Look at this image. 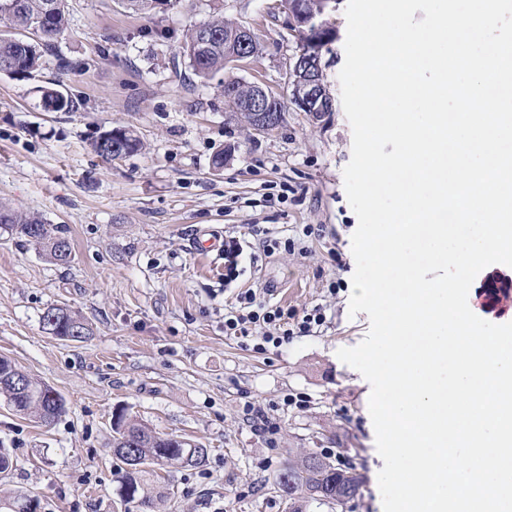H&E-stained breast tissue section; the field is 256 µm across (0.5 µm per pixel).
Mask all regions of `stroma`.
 Segmentation results:
<instances>
[{"label": "stroma", "mask_w": 512, "mask_h": 512, "mask_svg": "<svg viewBox=\"0 0 512 512\" xmlns=\"http://www.w3.org/2000/svg\"><path fill=\"white\" fill-rule=\"evenodd\" d=\"M345 9L340 2L326 17L337 32L323 52L336 104L319 120L292 103L285 83L298 50L285 0H175L148 10L68 0L69 25L41 68L0 73V201L46 218L73 253L53 264L0 228V357L65 400V413L45 425L0 397V448L14 461L0 486L35 497L37 512H127L110 452L121 412L208 450L199 465L161 470L171 493L158 512H289L273 481L289 452L309 449L355 467L362 485L341 508L306 512H383L371 386L336 356L369 330L367 313H349L358 219L343 179L352 154L339 102ZM216 18L250 28L259 51L205 81L182 46L188 28ZM227 78L273 93L282 124L262 133L238 119ZM58 81L79 111L44 110L38 89ZM110 127L132 130L141 151L99 157L91 143ZM222 149L231 156L216 173ZM203 229L273 248L244 257L228 286L223 255L194 247ZM510 282L512 267L482 270L471 310L512 322V293L489 291ZM263 287L271 304L321 309L323 325L263 353L225 335L236 294ZM55 305L82 316L90 336L48 334L42 315ZM249 403L278 423L276 434L245 423Z\"/></svg>", "instance_id": "stroma-1"}]
</instances>
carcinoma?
Instances as JSON below:
<instances>
[{"label":"carcinoma","instance_id":"cac0c4a2","mask_svg":"<svg viewBox=\"0 0 512 512\" xmlns=\"http://www.w3.org/2000/svg\"><path fill=\"white\" fill-rule=\"evenodd\" d=\"M67 0H0V63L11 61L16 72L30 76L42 65V58L55 48L54 40L68 24ZM237 26L224 21L196 25L187 34L183 52L195 74L210 79L228 67L226 58L237 50ZM42 106L52 112H75L79 102L69 93L55 87L40 86ZM113 141L121 146V156L127 157L140 149V141L126 128H111ZM0 226L10 229L39 245L49 261L58 264V245L70 247L67 238L55 233L47 222L22 215L0 204ZM56 319L50 312L42 316L43 327L60 340L80 341L90 334L88 325L70 310L57 307ZM17 372L26 379L24 392L19 393L9 383L0 386L9 405L28 408L44 423L52 422L65 411L64 400L46 383L31 377L6 358H0V372ZM112 455L120 473V498L147 512L155 507L153 484L159 478L157 470L200 464L207 455L203 445L187 439L160 435L134 419L121 414L112 422ZM336 465L316 452L290 457L283 464L274 491L282 497L288 492L298 495L289 503L290 512H303L315 502L328 507L345 505L357 495L360 484L352 479L336 480ZM32 498L20 491L0 489V512H29Z\"/></svg>","mask_w":512,"mask_h":512}]
</instances>
